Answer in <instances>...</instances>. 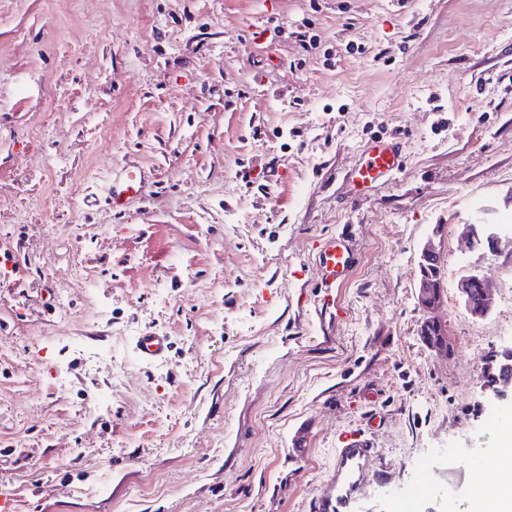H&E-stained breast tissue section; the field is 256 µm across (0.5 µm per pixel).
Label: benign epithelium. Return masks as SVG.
<instances>
[{
	"mask_svg": "<svg viewBox=\"0 0 512 512\" xmlns=\"http://www.w3.org/2000/svg\"><path fill=\"white\" fill-rule=\"evenodd\" d=\"M467 235L472 244H477L479 237H484L482 248L493 252L500 241L499 230L492 225L468 224ZM420 279L416 297L419 307L429 314L421 324L422 342L431 350L450 352L451 343L448 337V325L433 316L442 304L444 295V260L441 247L434 240L427 241L420 255ZM458 291L466 304V310L474 318L486 317L493 307L488 280L479 272H474L457 285ZM479 293L478 305L470 302L474 293Z\"/></svg>",
	"mask_w": 512,
	"mask_h": 512,
	"instance_id": "1",
	"label": "benign epithelium"
}]
</instances>
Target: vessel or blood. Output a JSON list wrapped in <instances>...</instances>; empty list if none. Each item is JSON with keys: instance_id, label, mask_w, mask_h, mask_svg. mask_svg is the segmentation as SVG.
Masks as SVG:
<instances>
[{"instance_id": "obj_1", "label": "vessel or blood", "mask_w": 512, "mask_h": 512, "mask_svg": "<svg viewBox=\"0 0 512 512\" xmlns=\"http://www.w3.org/2000/svg\"><path fill=\"white\" fill-rule=\"evenodd\" d=\"M401 165L398 147L390 141L375 140L366 144L359 165L347 176L352 194L361 196L388 181ZM149 182L141 168L122 171L109 179L105 201L118 215L127 214L131 204L146 192ZM319 270L324 287H335L355 268L358 257L351 239L343 234L319 241ZM136 349L142 359L150 361L164 356L170 349L168 336L147 331L139 336ZM374 454L368 438L359 436L336 451V467L320 492L311 501L310 512H353L358 490L366 476L367 464Z\"/></svg>"}]
</instances>
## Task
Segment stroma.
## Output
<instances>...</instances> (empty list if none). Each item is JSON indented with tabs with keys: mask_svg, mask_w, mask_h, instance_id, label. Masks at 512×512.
<instances>
[{
	"mask_svg": "<svg viewBox=\"0 0 512 512\" xmlns=\"http://www.w3.org/2000/svg\"><path fill=\"white\" fill-rule=\"evenodd\" d=\"M507 47L512 0H0V500L306 512L363 431L358 512H467L512 421L481 393L512 348ZM377 137L402 166L353 199ZM131 165L150 197L84 206ZM477 220L496 251L462 237ZM341 232L360 263L329 290L314 244ZM433 235L447 353L419 336ZM479 227L483 229V237L484 243L482 244L483 249H487L490 252H493L497 249V246L500 241V233L499 230L493 225H485V224H467V235L469 236L470 241L475 246H478L477 241H479ZM420 279L416 297L419 307L428 314L435 313L444 295V260L441 247L433 239L427 241L420 255ZM457 288L466 304V310L472 317L484 318L490 313L493 307V298L490 293L488 280L484 275L474 272L461 279ZM476 290L479 292L477 306L472 303L477 301V294H474ZM472 296V302H470ZM136 349L144 360L157 359L170 350L169 336L156 331H146L139 336Z\"/></svg>",
	"mask_w": 512,
	"mask_h": 512,
	"instance_id": "1",
	"label": "stroma"
}]
</instances>
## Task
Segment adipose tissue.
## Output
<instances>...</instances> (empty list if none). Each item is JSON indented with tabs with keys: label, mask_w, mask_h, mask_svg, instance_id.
I'll return each mask as SVG.
<instances>
[{
	"label": "adipose tissue",
	"mask_w": 512,
	"mask_h": 512,
	"mask_svg": "<svg viewBox=\"0 0 512 512\" xmlns=\"http://www.w3.org/2000/svg\"><path fill=\"white\" fill-rule=\"evenodd\" d=\"M501 448L495 449L492 462L496 471L493 484L475 479L470 487L469 512H512V427L500 433Z\"/></svg>",
	"instance_id": "1"
}]
</instances>
